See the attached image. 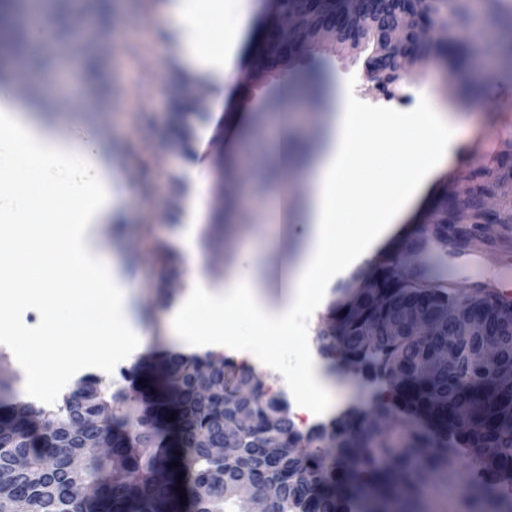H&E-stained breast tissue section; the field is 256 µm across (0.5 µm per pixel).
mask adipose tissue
<instances>
[{
  "instance_id": "ef3b65f1",
  "label": "adipose tissue",
  "mask_w": 512,
  "mask_h": 512,
  "mask_svg": "<svg viewBox=\"0 0 512 512\" xmlns=\"http://www.w3.org/2000/svg\"><path fill=\"white\" fill-rule=\"evenodd\" d=\"M233 14L219 43L200 36L205 14ZM174 44L183 60L223 87L235 72L250 13L248 0H178ZM418 112L367 111L356 101L341 100L329 127L326 146L313 170V190L306 204L307 232L295 259L283 271L278 294H271L262 274L238 270L222 288L197 280L185 301L165 318L169 336L194 351L228 352L248 365L279 369L280 364L255 344L225 335V310L249 316L268 328L298 335L294 373L284 374L296 414L309 421L328 417L336 408L338 383L317 354L298 316L327 303L332 288L372 261L430 181L452 155L458 130L445 117L447 107L434 92L423 95ZM375 133L384 164L397 167L391 179L366 180L367 205H343L341 188L362 151L360 134ZM0 224L10 233L0 246V266L11 272L9 288L0 290V341L9 344L23 369L34 336L17 321V311L43 302L46 336L63 329L60 300L68 298L105 309L92 350L71 353L58 375L45 374L25 387L28 397L43 400L55 378L68 381L91 369L106 371L113 362L131 359L147 342L140 322L129 312L131 290L111 270L91 259L84 240L89 225L112 218L109 174L99 141L90 128L61 138L38 124L17 105L11 87H0ZM360 225L348 231L354 213Z\"/></svg>"
}]
</instances>
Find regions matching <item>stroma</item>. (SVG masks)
Returning a JSON list of instances; mask_svg holds the SVG:
<instances>
[{
	"label": "stroma",
	"instance_id": "obj_1",
	"mask_svg": "<svg viewBox=\"0 0 512 512\" xmlns=\"http://www.w3.org/2000/svg\"><path fill=\"white\" fill-rule=\"evenodd\" d=\"M253 10L241 57L222 94L172 49L175 23L169 0H73L70 14L51 17L69 34L20 59L0 47V67L22 72L16 101H45L37 119L59 132L92 127L112 169L113 224L87 231L92 256L112 264L132 288L133 310L144 329L178 305L193 288L192 261L180 243L190 207L203 196L198 255L213 287H223L242 255L261 267L270 286L295 257L312 192L308 171L327 137V117L338 94L370 109L413 112L430 89L444 97L462 138L512 140V67L499 57L472 53L463 80L445 63L414 68L384 87L367 77L366 53L327 47L298 57L282 76L247 80V63L264 28L268 0ZM487 167L481 155L453 154L382 250L402 257L405 241L441 190L463 193L460 166ZM234 176L225 179V168ZM204 169L198 190L192 173ZM223 206H215L216 191ZM448 283L466 290L482 283L512 290V250H480L477 262L448 258Z\"/></svg>",
	"mask_w": 512,
	"mask_h": 512
}]
</instances>
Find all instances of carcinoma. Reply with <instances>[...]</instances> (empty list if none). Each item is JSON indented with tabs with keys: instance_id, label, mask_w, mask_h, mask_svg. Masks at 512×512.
Segmentation results:
<instances>
[{
	"instance_id": "1",
	"label": "carcinoma",
	"mask_w": 512,
	"mask_h": 512,
	"mask_svg": "<svg viewBox=\"0 0 512 512\" xmlns=\"http://www.w3.org/2000/svg\"><path fill=\"white\" fill-rule=\"evenodd\" d=\"M499 2L482 0L477 13L470 0H417V13L440 29H471L477 37L467 46L443 43L432 49L434 58L459 71L472 51L487 48V29L512 26ZM398 7V0H367L361 15L347 18L344 36L354 30L370 39ZM0 9L5 32L22 46L8 19L20 3L0 0ZM283 9L298 16L309 41L267 40L263 54L291 60L316 49L317 32L345 4L285 0ZM405 56L396 49L386 72L368 74L393 83ZM464 180V201L453 202L444 189L422 214L409 244L415 267L381 256L373 264L379 294L360 298L358 313L348 302L334 306L317 336L323 356L356 375L364 406L304 434L284 395H266L253 369L212 352L169 357L147 387L139 383L141 364L122 373V384L86 374L50 408L16 399L13 379L0 378V512H12L18 501L30 512H251L238 483L277 486L279 512H348L354 496L364 512H406L436 474L463 481L458 512H512V305L480 286L465 294L448 287L443 269L450 250L512 244L507 229L496 239L481 229L512 224V213L485 209L487 199L512 189V148L500 153L496 174L472 170ZM420 304L440 322L436 335L392 333L396 315ZM474 314L483 317L486 335H458V322ZM487 345L498 348L491 361L479 356ZM242 391L251 398L242 402L249 420L240 427L228 394ZM172 413L171 442L163 423ZM226 430L232 450L219 459L211 448ZM91 440L111 453L87 456L77 475L71 460ZM78 478L95 488L93 497L72 498Z\"/></svg>"
}]
</instances>
